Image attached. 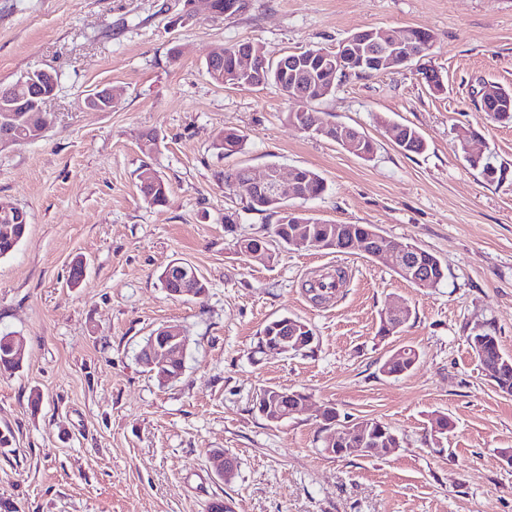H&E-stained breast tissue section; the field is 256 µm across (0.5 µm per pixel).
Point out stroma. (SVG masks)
Returning <instances> with one entry per match:
<instances>
[{"label": "stroma", "mask_w": 512, "mask_h": 512, "mask_svg": "<svg viewBox=\"0 0 512 512\" xmlns=\"http://www.w3.org/2000/svg\"><path fill=\"white\" fill-rule=\"evenodd\" d=\"M212 14L193 0H0V86L43 69L57 77L44 137L0 153V201L28 214L17 249L0 258V334L23 337L19 369L0 372V512H512V396L497 391L463 334L490 323L512 357V123L488 120L477 92L512 89V0H244ZM428 30L431 50L397 69L349 75L315 107L374 143L360 158L291 125L299 101L273 86H220L206 59L218 44L250 41L265 56L333 51L371 28ZM436 69L431 91L424 69ZM112 91L108 111L87 97ZM416 128L420 154L403 153L390 123ZM244 135L227 156L226 130ZM479 134L506 177L486 181L457 151ZM157 132L150 152L140 135ZM168 185L147 205L138 170ZM304 167L327 185L296 209L327 223L372 224L434 253L446 278L419 288L388 260L283 249L262 265L235 236L268 234L276 218L247 209L225 171ZM236 214L228 233L224 217ZM84 275L71 285L73 265ZM207 284L173 298L158 276L172 261ZM346 268L337 294L317 302L306 283ZM398 299L400 333L380 336ZM306 321L312 351L256 352L260 331ZM166 323L189 338L181 377L163 382L137 359ZM413 347L407 374L380 373ZM276 386L333 404L340 418H375L402 446L391 455L333 458L314 412L266 421L254 399ZM38 406H31L32 394ZM452 428L429 447L435 415ZM232 454L231 479L214 452Z\"/></svg>", "instance_id": "1"}]
</instances>
